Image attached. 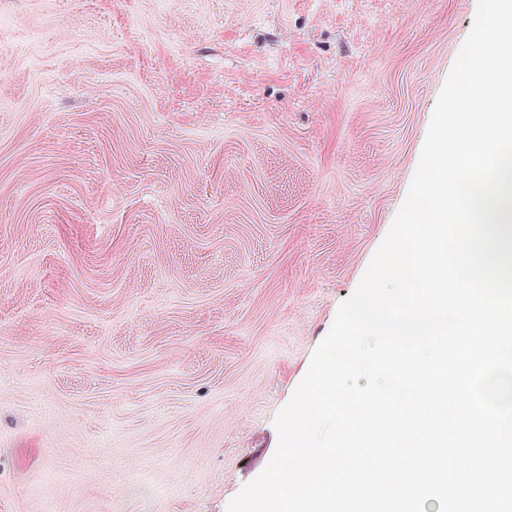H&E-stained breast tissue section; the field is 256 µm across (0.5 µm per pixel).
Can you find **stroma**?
<instances>
[{
  "mask_svg": "<svg viewBox=\"0 0 512 512\" xmlns=\"http://www.w3.org/2000/svg\"><path fill=\"white\" fill-rule=\"evenodd\" d=\"M477 8L0 0V512H227Z\"/></svg>",
  "mask_w": 512,
  "mask_h": 512,
  "instance_id": "1",
  "label": "stroma"
}]
</instances>
